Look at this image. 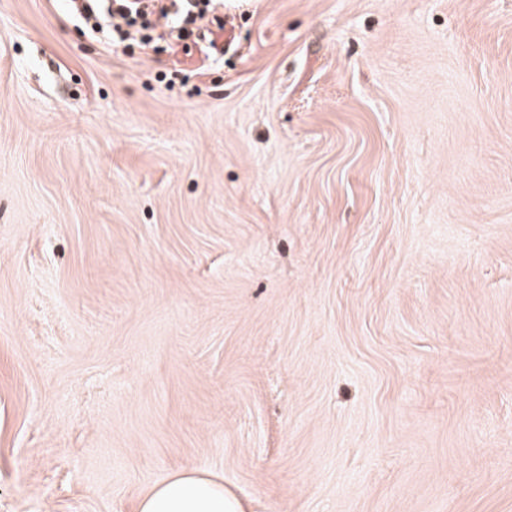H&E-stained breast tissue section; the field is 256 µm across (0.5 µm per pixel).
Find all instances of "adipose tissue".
<instances>
[{
    "instance_id": "adipose-tissue-1",
    "label": "adipose tissue",
    "mask_w": 512,
    "mask_h": 512,
    "mask_svg": "<svg viewBox=\"0 0 512 512\" xmlns=\"http://www.w3.org/2000/svg\"><path fill=\"white\" fill-rule=\"evenodd\" d=\"M137 512H247L244 501L200 471L178 473L138 500Z\"/></svg>"
}]
</instances>
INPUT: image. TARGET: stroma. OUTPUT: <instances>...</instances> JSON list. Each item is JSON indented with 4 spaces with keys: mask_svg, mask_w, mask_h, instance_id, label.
<instances>
[{
    "mask_svg": "<svg viewBox=\"0 0 512 512\" xmlns=\"http://www.w3.org/2000/svg\"><path fill=\"white\" fill-rule=\"evenodd\" d=\"M0 0V512H512V0ZM70 10L76 16L83 19L91 15L96 17V22L92 25V32H110L112 33V44L118 45L125 41H132L131 32L135 33V28L128 29L131 26L139 25L143 30H149L152 21L157 22V18H163L165 24L171 29L179 30V37L185 34L184 39L193 35V30L188 26L195 22L197 17H209L210 23H216L218 26H224V18L216 14L218 6L224 1L215 0H172L171 6L175 11L171 12L170 7L164 4L165 1H146V0H82L80 6L76 0H69ZM222 2V3H221ZM155 14L154 18L152 15ZM137 512H247L244 501L200 471L178 473L138 500Z\"/></svg>",
    "mask_w": 512,
    "mask_h": 512,
    "instance_id": "stroma-1",
    "label": "stroma"
}]
</instances>
